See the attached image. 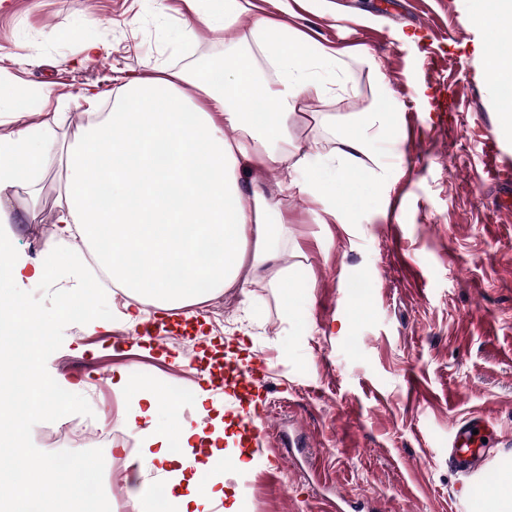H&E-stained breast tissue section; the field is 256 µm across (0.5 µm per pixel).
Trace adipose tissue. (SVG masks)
Wrapping results in <instances>:
<instances>
[{"instance_id":"adipose-tissue-1","label":"adipose tissue","mask_w":512,"mask_h":512,"mask_svg":"<svg viewBox=\"0 0 512 512\" xmlns=\"http://www.w3.org/2000/svg\"><path fill=\"white\" fill-rule=\"evenodd\" d=\"M286 0H219L200 16L204 25L224 32L223 60L209 69L173 71L154 67L152 75H117L118 94L108 112L93 113L72 135L65 192L57 229L48 243L56 264L72 263L74 239L96 248V257L113 285L154 310L189 308L236 285L243 266L276 267L295 290L306 278L279 267L286 228L281 218L291 191L310 193L324 206L325 222H345L344 211L328 205L337 186L349 184L354 165L368 156L370 144L384 138L388 113L379 107L355 116L354 129H342L332 158H298L278 195L245 193L242 172L275 167L285 159L288 120L306 98L347 90L354 67L379 71L369 48L346 51L321 44L271 21L268 10L285 12ZM256 21L241 35L240 16ZM252 38L258 59L236 48ZM276 72L275 80L257 74L258 63ZM236 132L228 138L226 129ZM52 142L36 144L23 129L0 132V223L14 216L9 202L17 189L49 165ZM0 377L25 395L23 407L0 406V446L15 441L10 423L47 407V390L38 383V343L16 355L18 336L43 329L39 312L18 303L24 282L45 277L46 266L15 253L0 239ZM209 391H198L196 424L174 423L152 436L148 447L130 453L134 474L154 470L169 476L166 512H237L224 493L223 429L209 430ZM181 452H173L171 441ZM208 445L206 460L191 449ZM8 480H0V512H90L89 491L99 484L96 461L79 462L64 477L59 464L15 451Z\"/></svg>"}]
</instances>
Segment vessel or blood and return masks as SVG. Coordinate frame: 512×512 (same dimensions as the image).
<instances>
[{
	"mask_svg": "<svg viewBox=\"0 0 512 512\" xmlns=\"http://www.w3.org/2000/svg\"><path fill=\"white\" fill-rule=\"evenodd\" d=\"M267 376L264 360L250 354H232L224 361L220 377L224 381L225 411L238 422L247 446L252 452H263L268 440L266 416L256 409V396L261 395V381ZM481 419L473 418L459 425L454 435L450 463L465 473L477 471L488 458V450L479 435Z\"/></svg>",
	"mask_w": 512,
	"mask_h": 512,
	"instance_id": "1",
	"label": "vessel or blood"
}]
</instances>
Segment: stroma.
Wrapping results in <instances>:
<instances>
[{
    "label": "stroma",
    "instance_id": "35a3bbf8",
    "mask_svg": "<svg viewBox=\"0 0 512 512\" xmlns=\"http://www.w3.org/2000/svg\"><path fill=\"white\" fill-rule=\"evenodd\" d=\"M288 4L289 26L315 43L369 47L384 75L379 84L358 67L348 92L301 101L288 122L289 155L334 154L337 128L373 111L379 91L394 102L376 160L336 191L347 223H321V206L306 194L288 200L279 264L307 276L298 320L285 311V289L271 287L272 272L246 267L245 287L190 307L192 327L169 326L157 344L140 346L113 295L95 301L105 327L58 318L63 296L89 274L51 270L19 296L44 316L41 377L68 403L30 419L27 450L51 461L94 459L107 504L152 495L163 476L125 483L112 466L117 449L92 437L49 444L41 431L70 417L122 423L145 381L197 391L171 358L200 357L221 341L270 368V451L247 456V469L228 481L241 512H475L476 489L512 471V208L502 206L512 199V140L498 132L500 100L484 80L487 31L473 0ZM192 17L185 0H0V89L49 91L24 111L0 101L8 128L55 149L52 164L18 191V223L0 226L31 260L41 257L33 237L55 231L86 89L111 98L113 69L147 75L157 64L182 69L223 56L220 29L202 25L194 41H179ZM87 42L100 54L76 66ZM439 91L456 106L444 121L431 110ZM472 417L484 421L491 454L478 476L448 463L455 426Z\"/></svg>",
    "mask_w": 512,
    "mask_h": 512
}]
</instances>
